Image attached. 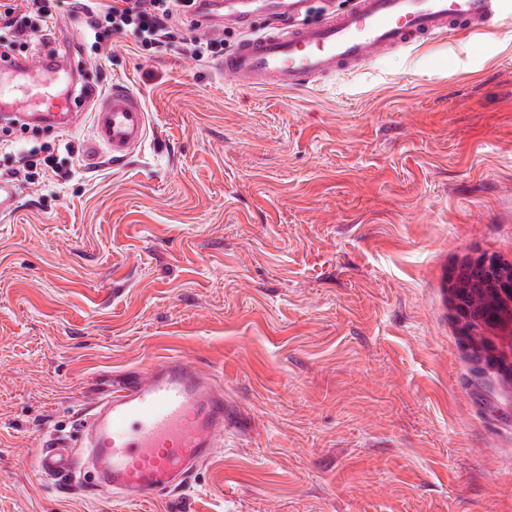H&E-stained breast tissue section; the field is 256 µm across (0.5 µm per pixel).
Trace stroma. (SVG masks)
<instances>
[{
    "label": "stroma",
    "mask_w": 512,
    "mask_h": 512,
    "mask_svg": "<svg viewBox=\"0 0 512 512\" xmlns=\"http://www.w3.org/2000/svg\"><path fill=\"white\" fill-rule=\"evenodd\" d=\"M180 22L98 60L155 129L89 165L91 122L31 124L69 169L0 218V512H512V384L478 363L447 291L512 262V24L289 91L191 61ZM75 19L28 57L62 52ZM224 383L238 423L192 488L149 503L40 475L35 450L150 360Z\"/></svg>",
    "instance_id": "1"
}]
</instances>
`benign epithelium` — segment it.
Masks as SVG:
<instances>
[{
	"instance_id": "benign-epithelium-1",
	"label": "benign epithelium",
	"mask_w": 512,
	"mask_h": 512,
	"mask_svg": "<svg viewBox=\"0 0 512 512\" xmlns=\"http://www.w3.org/2000/svg\"><path fill=\"white\" fill-rule=\"evenodd\" d=\"M500 274L488 264V257L469 259L455 267L448 277V288L454 307L462 321V331L469 340L475 357L482 363L497 368L504 378L512 382V359L498 353L483 336L471 331L486 326L476 318L484 308L502 310L505 321L512 325V297H503Z\"/></svg>"
}]
</instances>
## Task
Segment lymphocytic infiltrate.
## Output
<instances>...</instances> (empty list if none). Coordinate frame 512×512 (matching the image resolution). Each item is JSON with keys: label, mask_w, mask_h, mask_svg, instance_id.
<instances>
[{"label": "lymphocytic infiltrate", "mask_w": 512, "mask_h": 512, "mask_svg": "<svg viewBox=\"0 0 512 512\" xmlns=\"http://www.w3.org/2000/svg\"><path fill=\"white\" fill-rule=\"evenodd\" d=\"M197 11V0H23L19 8L0 0V46L49 42L65 12L92 36L94 53L104 51L116 34L131 36L141 47H163L172 41L174 22Z\"/></svg>", "instance_id": "obj_1"}]
</instances>
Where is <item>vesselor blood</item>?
Masks as SVG:
<instances>
[{"label":"vessel or blood","instance_id":"b4317fda","mask_svg":"<svg viewBox=\"0 0 512 512\" xmlns=\"http://www.w3.org/2000/svg\"><path fill=\"white\" fill-rule=\"evenodd\" d=\"M311 0H202V18L218 27L231 18L243 38L215 70L254 88L300 90L353 71L388 52L421 48L450 35L494 33L512 22V0H354L345 12L327 11L307 23ZM277 26L249 35L254 14ZM47 67L0 58V98L22 94L30 105L21 121L38 120L53 131L73 129L75 101L56 102ZM93 152L114 160L133 156L148 140V114L126 84L105 92L88 85ZM230 424L224 390L194 364L177 356L153 362L144 376L112 388L79 418L82 443L58 437L39 448L42 476L77 481L85 473L113 494L151 501L190 488L191 475L219 448Z\"/></svg>","mask_w":512,"mask_h":512}]
</instances>
